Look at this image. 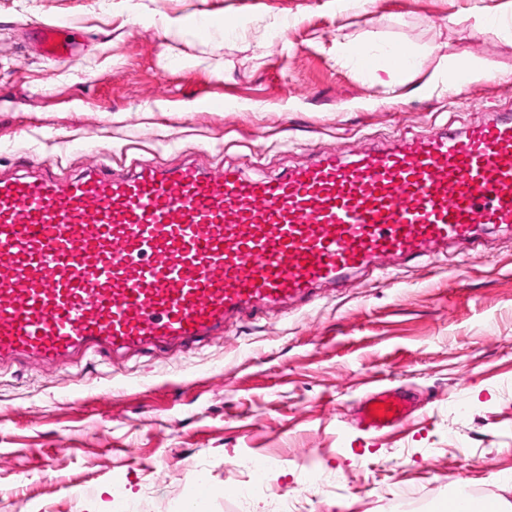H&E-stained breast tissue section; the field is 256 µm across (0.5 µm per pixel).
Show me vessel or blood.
<instances>
[{
	"label": "vessel or blood",
	"mask_w": 512,
	"mask_h": 512,
	"mask_svg": "<svg viewBox=\"0 0 512 512\" xmlns=\"http://www.w3.org/2000/svg\"><path fill=\"white\" fill-rule=\"evenodd\" d=\"M35 29L47 57L70 53L63 24ZM491 229L512 230L508 112L276 176L192 162L0 176V363L192 345L378 261L477 249ZM415 408L384 388L357 415L380 432Z\"/></svg>",
	"instance_id": "1"
}]
</instances>
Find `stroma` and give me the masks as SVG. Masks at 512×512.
I'll return each instance as SVG.
<instances>
[{
    "label": "stroma",
    "mask_w": 512,
    "mask_h": 512,
    "mask_svg": "<svg viewBox=\"0 0 512 512\" xmlns=\"http://www.w3.org/2000/svg\"><path fill=\"white\" fill-rule=\"evenodd\" d=\"M503 2L0 0V173L191 158L274 175L320 150L463 127L512 108V27L482 26ZM227 15L240 36H225ZM58 20L74 53L49 60L32 27ZM349 42H403L419 65L389 100ZM456 54L486 78L432 90ZM380 385L418 408L374 433L357 402ZM243 453L281 459L291 512H432L459 483L497 492L512 475V238L354 276L174 355L0 367V512H112L116 480L138 512H184L200 477L214 493L197 512H271L242 507L224 474ZM310 457L332 487L303 481Z\"/></svg>",
    "instance_id": "35a3bbf8"
}]
</instances>
